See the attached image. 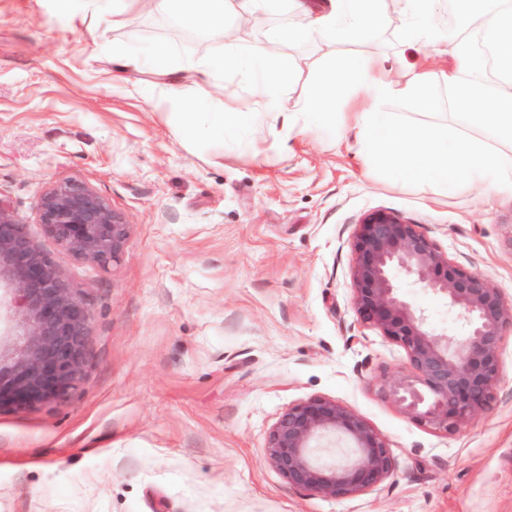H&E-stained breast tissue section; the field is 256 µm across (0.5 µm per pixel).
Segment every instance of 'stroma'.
<instances>
[{"label":"stroma","instance_id":"1","mask_svg":"<svg viewBox=\"0 0 512 512\" xmlns=\"http://www.w3.org/2000/svg\"><path fill=\"white\" fill-rule=\"evenodd\" d=\"M100 27L93 41L53 19L48 0H0V195L92 306L70 396L0 409V512H512V334L490 410L438 432L379 395L407 371L406 353L360 321L350 280L354 233L382 210L512 300V198L484 205L366 171L341 121L291 136L285 159L260 105L242 131L218 134L209 104L247 99L248 70L184 82L197 117L178 138L151 74L118 61L164 43L176 68L219 45L121 0ZM367 52L394 70L424 62L394 18L366 46L309 41L281 54L295 65L286 103L329 56ZM63 180L123 217L119 261L99 267L46 232L41 197ZM395 277L437 329L457 327L444 299ZM313 396L384 436L396 470L379 488L326 498L268 463L274 424Z\"/></svg>","mask_w":512,"mask_h":512}]
</instances>
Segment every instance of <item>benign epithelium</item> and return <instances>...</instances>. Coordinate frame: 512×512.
Returning <instances> with one entry per match:
<instances>
[{"mask_svg":"<svg viewBox=\"0 0 512 512\" xmlns=\"http://www.w3.org/2000/svg\"><path fill=\"white\" fill-rule=\"evenodd\" d=\"M41 223L71 254L107 267L122 254L128 225L95 190L62 181L41 198ZM353 301L360 320L400 345L409 373L381 395L421 424L452 433L490 408L502 376L499 349L512 331V303L483 275L454 264L427 236L397 215H366L354 236ZM402 270L462 313L450 337L424 310L403 298L393 271ZM12 286L20 318L13 347L0 346V408H26L74 390L86 356L88 304L60 278L29 239L9 202L0 198V282ZM352 449L347 462H324V441ZM266 457L289 484L326 498H350L382 485L395 460L385 438L357 411L314 396L283 413Z\"/></svg>","mask_w":512,"mask_h":512,"instance_id":"7a95c632","label":"benign epithelium"}]
</instances>
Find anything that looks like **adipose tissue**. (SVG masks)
<instances>
[{
	"label": "adipose tissue",
	"instance_id": "adipose-tissue-1",
	"mask_svg": "<svg viewBox=\"0 0 512 512\" xmlns=\"http://www.w3.org/2000/svg\"><path fill=\"white\" fill-rule=\"evenodd\" d=\"M136 9L166 14L182 25L200 30L223 43L221 59L195 58L186 73L210 83L221 71L265 59L254 94L271 116L273 133L282 151H289L292 132H316L334 123L348 110L350 130L367 167L414 183H432L455 189L477 188L480 197L512 196V0H452L454 10L475 24L488 46L497 77L485 79L484 63L468 52L462 41L443 35L434 24L436 0H289L301 16L300 24L274 34L288 46L319 39L361 43L389 15L401 23L403 40L440 55L452 56V70L441 72L448 94L449 120H440L439 101L429 71L408 69L399 79L388 75L371 55L332 58L310 90L291 109L282 106V93L292 78L284 60H266L261 45L242 50L232 32L252 22L268 0H128ZM168 45H155L150 54L129 55L124 66L150 71L153 85L168 101H175L178 73L167 65ZM401 103L420 120L406 122L390 106Z\"/></svg>",
	"mask_w": 512,
	"mask_h": 512
}]
</instances>
